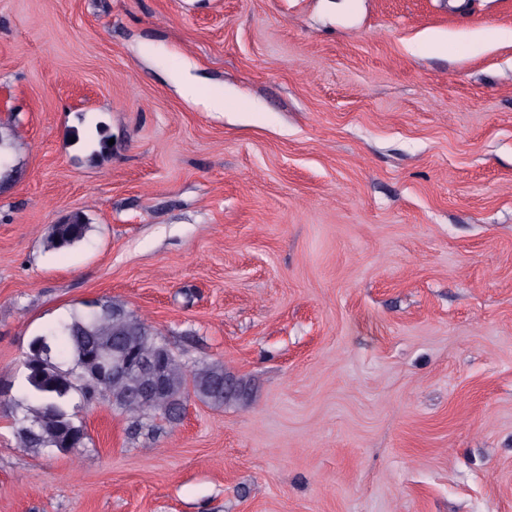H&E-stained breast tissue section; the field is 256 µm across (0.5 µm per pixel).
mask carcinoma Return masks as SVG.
Here are the masks:
<instances>
[{"mask_svg":"<svg viewBox=\"0 0 512 512\" xmlns=\"http://www.w3.org/2000/svg\"><path fill=\"white\" fill-rule=\"evenodd\" d=\"M19 148L13 130L0 125V184L12 177L11 152ZM90 230L83 216L77 214L67 224L51 226L47 242L55 249L84 241ZM129 353L154 348L163 359L167 392L145 411L130 402V385L114 384L99 390L104 398L135 420L160 416L171 423L180 416L174 398L189 391L214 406L224 405L229 377L224 365L214 362L189 366L175 355L161 338V333L147 324L124 303L107 299L87 309L75 308L69 318L35 337L22 361L23 399L15 401L13 427L21 448L46 452L70 449V429L75 427L89 441L81 421L71 407L74 394L85 395V387L95 380L91 356L110 352L112 346ZM31 420L41 422L37 437L24 434L23 426Z\"/></svg>","mask_w":512,"mask_h":512,"instance_id":"1","label":"carcinoma"}]
</instances>
